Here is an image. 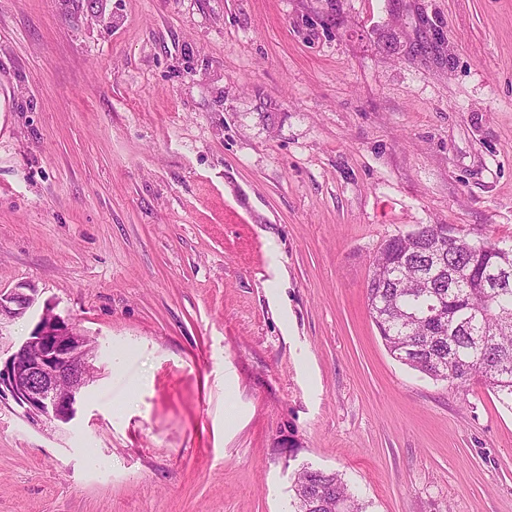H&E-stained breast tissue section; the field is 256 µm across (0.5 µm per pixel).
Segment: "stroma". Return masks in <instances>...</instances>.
I'll return each instance as SVG.
<instances>
[{"label": "stroma", "instance_id": "stroma-1", "mask_svg": "<svg viewBox=\"0 0 512 512\" xmlns=\"http://www.w3.org/2000/svg\"><path fill=\"white\" fill-rule=\"evenodd\" d=\"M419 224L512 238V0H0V354L49 301L101 369L0 401V512H512V409L369 316ZM24 288H15L4 293L0 290V327L3 322L24 318L35 302L33 294H27ZM293 512H365L340 474L303 467L294 484Z\"/></svg>", "mask_w": 512, "mask_h": 512}]
</instances>
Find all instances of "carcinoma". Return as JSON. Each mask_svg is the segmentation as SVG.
I'll return each instance as SVG.
<instances>
[{"instance_id":"cac0c4a2","label":"carcinoma","mask_w":512,"mask_h":512,"mask_svg":"<svg viewBox=\"0 0 512 512\" xmlns=\"http://www.w3.org/2000/svg\"><path fill=\"white\" fill-rule=\"evenodd\" d=\"M432 267L431 285L421 270ZM367 281L369 316L392 357L450 388L474 383L512 408V239L474 240L450 224H420L386 239ZM293 512H365L340 474L306 466Z\"/></svg>"}]
</instances>
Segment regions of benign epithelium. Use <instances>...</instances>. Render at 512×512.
I'll use <instances>...</instances> for the list:
<instances>
[{"label":"benign epithelium","instance_id":"benign-epithelium-1","mask_svg":"<svg viewBox=\"0 0 512 512\" xmlns=\"http://www.w3.org/2000/svg\"><path fill=\"white\" fill-rule=\"evenodd\" d=\"M34 302L21 288L0 290V325L24 318ZM97 350L92 337L47 304L28 336L0 362V398L11 396L33 420L68 423L96 376Z\"/></svg>","mask_w":512,"mask_h":512}]
</instances>
